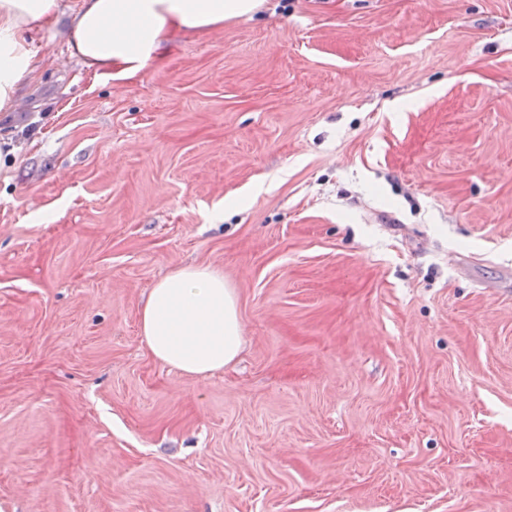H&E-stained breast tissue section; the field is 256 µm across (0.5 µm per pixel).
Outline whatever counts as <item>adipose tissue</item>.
Returning a JSON list of instances; mask_svg holds the SVG:
<instances>
[{
	"label": "adipose tissue",
	"mask_w": 512,
	"mask_h": 512,
	"mask_svg": "<svg viewBox=\"0 0 512 512\" xmlns=\"http://www.w3.org/2000/svg\"><path fill=\"white\" fill-rule=\"evenodd\" d=\"M267 0H0V112L15 111L25 83L47 60L41 27L63 24L66 47L96 77L128 80L172 48L177 35L259 14ZM150 354L187 376H207L238 357L237 301L218 269L185 265L162 277L140 310Z\"/></svg>",
	"instance_id": "1"
}]
</instances>
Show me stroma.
Instances as JSON below:
<instances>
[{
  "instance_id": "35a3bbf8",
  "label": "stroma",
  "mask_w": 512,
  "mask_h": 512,
  "mask_svg": "<svg viewBox=\"0 0 512 512\" xmlns=\"http://www.w3.org/2000/svg\"><path fill=\"white\" fill-rule=\"evenodd\" d=\"M0 136L10 512H512V0H272ZM188 264L243 350L156 361ZM139 322L150 354L186 376L221 371L241 350L234 291L211 266L185 265L162 277Z\"/></svg>"
}]
</instances>
